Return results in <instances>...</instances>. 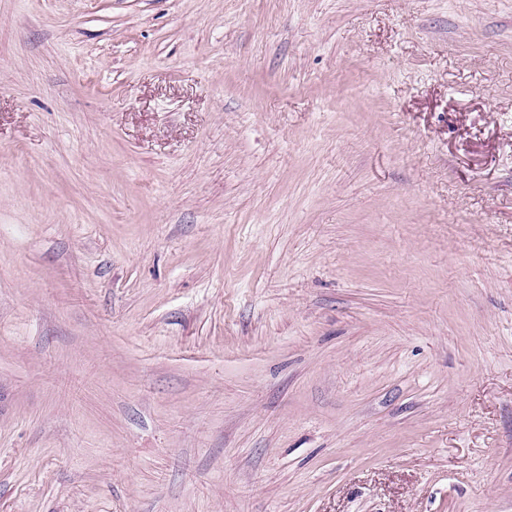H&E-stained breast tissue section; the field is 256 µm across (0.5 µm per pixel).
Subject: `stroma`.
<instances>
[{"label":"stroma","mask_w":512,"mask_h":512,"mask_svg":"<svg viewBox=\"0 0 512 512\" xmlns=\"http://www.w3.org/2000/svg\"><path fill=\"white\" fill-rule=\"evenodd\" d=\"M0 512H512V0H0Z\"/></svg>","instance_id":"1"}]
</instances>
